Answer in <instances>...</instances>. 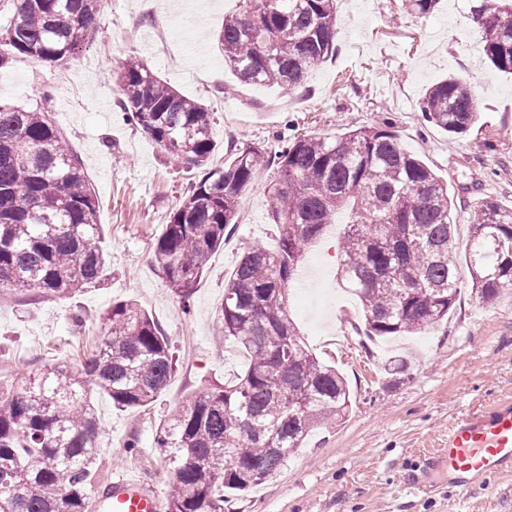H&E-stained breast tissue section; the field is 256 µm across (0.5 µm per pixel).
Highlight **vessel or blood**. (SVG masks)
Segmentation results:
<instances>
[{
  "label": "vessel or blood",
  "mask_w": 512,
  "mask_h": 512,
  "mask_svg": "<svg viewBox=\"0 0 512 512\" xmlns=\"http://www.w3.org/2000/svg\"><path fill=\"white\" fill-rule=\"evenodd\" d=\"M512 471V402L457 419L448 430L442 452L426 458L421 474L410 478L416 488L431 487L443 472L457 495H469L479 479ZM90 512H163L155 485L125 472H113L93 494Z\"/></svg>",
  "instance_id": "obj_1"
}]
</instances>
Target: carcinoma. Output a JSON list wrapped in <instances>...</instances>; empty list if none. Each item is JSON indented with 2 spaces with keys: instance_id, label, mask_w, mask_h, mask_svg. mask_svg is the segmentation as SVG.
<instances>
[{
  "instance_id": "1",
  "label": "carcinoma",
  "mask_w": 512,
  "mask_h": 512,
  "mask_svg": "<svg viewBox=\"0 0 512 512\" xmlns=\"http://www.w3.org/2000/svg\"><path fill=\"white\" fill-rule=\"evenodd\" d=\"M104 4L12 0L0 69L17 54L36 63L73 55L94 36ZM474 14L486 61L512 73V5L479 0ZM218 44L239 82L296 87L336 53V0H243L241 11L224 17ZM116 80L127 121L177 164L199 170L153 244L155 269L186 304L269 157L244 144L223 166H208L213 117L204 104L133 58ZM421 112L452 138L478 121L474 90L457 77L431 86ZM277 159L269 212L277 248L244 252L216 309L222 336L248 363L185 400L154 438L168 475L167 512H224L233 497L277 477L313 431L352 409L347 380L307 349L287 311L305 248L341 208L351 205L353 217L341 238L339 275L361 303L368 337L434 328L457 299L448 186L391 131L299 137ZM466 263L478 299L512 286V211L480 202ZM106 265L96 194L49 113L0 105V292L68 296L98 281ZM177 367L150 314L120 301L101 317L92 354L75 367H46L0 385V512H89L102 433L89 393L106 394L118 408H143L165 392Z\"/></svg>"
}]
</instances>
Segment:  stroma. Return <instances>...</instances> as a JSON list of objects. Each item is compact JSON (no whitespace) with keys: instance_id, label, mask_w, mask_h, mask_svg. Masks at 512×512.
I'll return each mask as SVG.
<instances>
[{"instance_id":"35a3bbf8","label":"stroma","mask_w":512,"mask_h":512,"mask_svg":"<svg viewBox=\"0 0 512 512\" xmlns=\"http://www.w3.org/2000/svg\"><path fill=\"white\" fill-rule=\"evenodd\" d=\"M241 0H107L99 32L66 63L20 56L0 72V104L51 112L98 198L100 245L107 267L99 283L62 298L0 304V375L16 379L47 366L72 365L91 353L99 317L133 299L158 322L178 357L166 391L151 406L116 409L93 394L103 428L92 482L133 469L164 487L167 473L153 446L164 418L185 397L239 374L245 358L221 338L216 309L224 284L247 247L274 248L268 188L276 163L256 172L237 222L211 257L190 304L155 271L152 246L184 199L195 170L175 165L162 148L124 121L116 104V72L130 57L214 116L223 165L231 142L280 151L283 138L333 137L361 127L384 128L448 185L458 243L466 245L478 202L512 209V74L482 57V30L472 0H438L428 13L402 0H338L336 56L315 66L302 84L240 85L234 73L205 61L219 57L214 39ZM191 13L195 24L171 31V44L152 38L160 20ZM472 83L479 120L456 141L424 126L427 90L448 76ZM347 215L308 246L302 279L288 287V314L309 350L347 379L353 409L320 428L276 479L235 502L236 512H512V473L456 496L447 486L420 491L405 480L426 454L441 449L465 414L512 398V290L475 300L465 258H458L459 297L448 322L401 340H367L359 301L338 275L339 241ZM82 316L75 325L74 316ZM405 355L410 368L392 383L388 364ZM138 437L136 452L126 443Z\"/></svg>"}]
</instances>
